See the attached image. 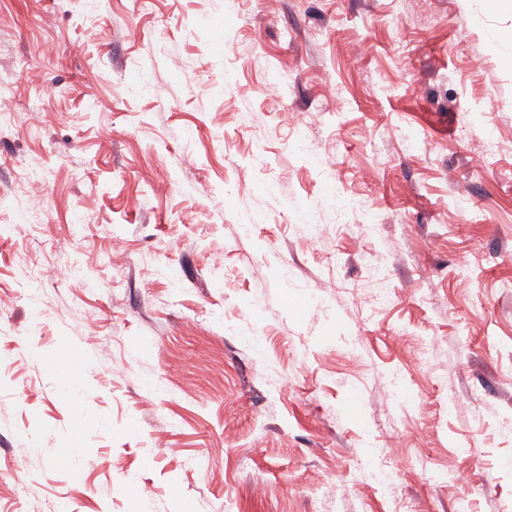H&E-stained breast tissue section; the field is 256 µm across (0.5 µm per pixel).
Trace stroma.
Returning <instances> with one entry per match:
<instances>
[{"instance_id":"1","label":"stroma","mask_w":512,"mask_h":512,"mask_svg":"<svg viewBox=\"0 0 512 512\" xmlns=\"http://www.w3.org/2000/svg\"><path fill=\"white\" fill-rule=\"evenodd\" d=\"M1 111L0 512H512V9L0 0Z\"/></svg>"}]
</instances>
